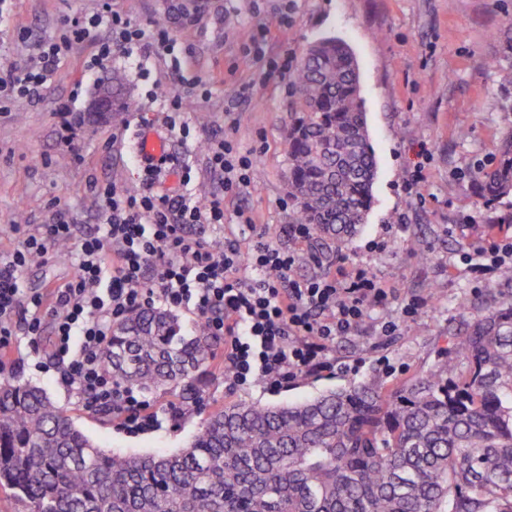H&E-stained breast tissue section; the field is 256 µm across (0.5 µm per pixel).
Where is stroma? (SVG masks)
Listing matches in <instances>:
<instances>
[{
  "label": "stroma",
  "mask_w": 512,
  "mask_h": 512,
  "mask_svg": "<svg viewBox=\"0 0 512 512\" xmlns=\"http://www.w3.org/2000/svg\"><path fill=\"white\" fill-rule=\"evenodd\" d=\"M102 0H7L0 8V65L29 66L35 46L68 35V19L100 11ZM112 8L145 29L164 25L190 47L187 77L206 84L207 96L186 97L190 139L171 133L158 99L178 90L170 59L157 55L139 70L113 57L123 93L136 109H147V134L161 139L167 153L192 167L198 198L219 189L207 163L206 140L224 129L242 150L253 152L255 176L241 195L224 201L227 215L243 209L265 225L272 245L298 253L292 275L307 279L334 273L338 261L363 264L398 294L372 312L359 330L337 338L323 372L298 378L284 388L257 383L243 389L212 366L200 373L194 394L182 387L148 393L151 411L182 406L174 426L146 434L125 431L120 420L99 414L69 394L45 364L52 353V329L36 342L20 338L12 355L14 376L43 387L68 410L75 424L98 444L120 452L152 453L182 448L215 410L239 401L276 404L300 401L337 386L372 378L384 384L425 374L448 345V334L464 327L460 298L477 300L487 289L512 303V281L495 275L472 279L459 255L486 231V217L512 211V195L483 204L472 172L491 164L495 145L512 128V85L502 84L504 32L512 27V0H112ZM269 27L266 58L290 57L299 65L311 42L327 36L344 40L355 53L361 95L378 160L374 203L360 234L332 250L314 239L288 233L296 223L288 197V157L284 138L295 112L291 79L264 77L263 60L245 56L253 32ZM92 42L73 44L39 102L0 112V259L18 245L14 224H46L56 210L66 212L76 236L100 224V202L92 185L140 187L141 162L132 143H116L118 120H96L88 111L102 88L91 67ZM251 85L253 99L236 102L239 86ZM68 102L79 122L68 127L58 107ZM467 137H459V130ZM421 170L417 194H408L406 176ZM421 243L418 251L407 241ZM318 262H310V254ZM75 273L70 259L33 262L20 275L28 292L65 284ZM413 297L425 306L393 336L380 333L383 319H399Z\"/></svg>",
  "instance_id": "1"
}]
</instances>
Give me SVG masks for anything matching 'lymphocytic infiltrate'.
<instances>
[{"label":"lymphocytic infiltrate","mask_w":512,"mask_h":512,"mask_svg":"<svg viewBox=\"0 0 512 512\" xmlns=\"http://www.w3.org/2000/svg\"><path fill=\"white\" fill-rule=\"evenodd\" d=\"M71 24V39L37 46L34 65L0 68L7 104L39 100L71 40L95 39L93 65L100 70L116 54L147 57L173 47L167 31L147 33L108 4L89 20L75 18ZM103 26L115 40L98 39ZM206 150L224 189L208 200L158 190L161 174L175 168L165 154L145 159L138 191L98 189L103 220L93 234L76 237L73 224L61 217L34 228L12 225L19 246L0 260L1 373L10 368L18 336L37 338L43 323H50L51 367L58 382L126 428L142 430L180 420L183 412L172 407L162 415L148 413L142 392L116 385L106 372L102 356L112 326L130 312L161 305L203 320L208 335L222 341L215 357L225 380L245 387L258 381L284 386L321 372L336 337L351 334L369 310L387 306L393 287L363 265L294 279L298 255L269 244L265 228L245 212L235 217L255 236L249 248L233 236L219 248L197 234L198 226L225 223V197L243 193L254 175L251 152L231 136L212 134ZM69 242L75 245L74 277L60 288L24 293L21 271L33 260L48 261L57 245ZM463 258L474 280L489 279L512 261V236L486 234Z\"/></svg>","instance_id":"obj_1"}]
</instances>
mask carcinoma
I'll return each instance as SVG.
<instances>
[{"mask_svg": "<svg viewBox=\"0 0 512 512\" xmlns=\"http://www.w3.org/2000/svg\"><path fill=\"white\" fill-rule=\"evenodd\" d=\"M294 85L288 198L331 249L365 224L378 170L349 45L310 43ZM474 178L485 202L512 194V129ZM459 306L471 321L426 374L229 404L175 451L104 449L43 388L0 375V489L25 512H512V304ZM213 344L200 322L136 311L104 365L121 386L191 389Z\"/></svg>", "mask_w": 512, "mask_h": 512, "instance_id": "1", "label": "carcinoma"}]
</instances>
